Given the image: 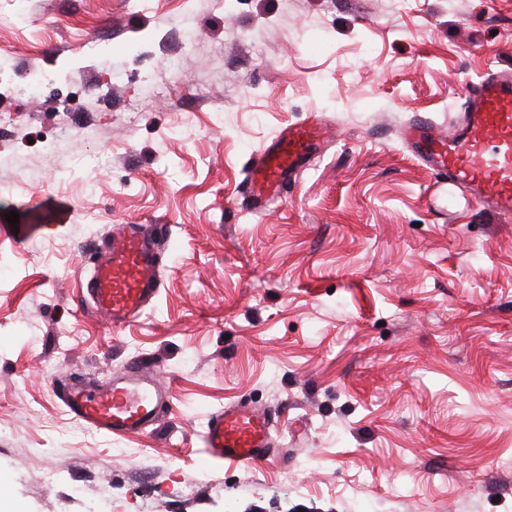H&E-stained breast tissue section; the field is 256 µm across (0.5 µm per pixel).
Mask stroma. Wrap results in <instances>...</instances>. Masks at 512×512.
Here are the masks:
<instances>
[{
  "label": "stroma",
  "mask_w": 512,
  "mask_h": 512,
  "mask_svg": "<svg viewBox=\"0 0 512 512\" xmlns=\"http://www.w3.org/2000/svg\"><path fill=\"white\" fill-rule=\"evenodd\" d=\"M104 40L102 53L85 45ZM179 57L178 71L166 67ZM77 70L74 97L0 82V490L19 512H512V214L403 144L512 67V0H0V67ZM335 139L255 211L258 149ZM110 167L72 170L74 153ZM165 224L152 307L78 310L111 224ZM161 423L78 425L59 381L127 365ZM274 415V459L208 462V416Z\"/></svg>",
  "instance_id": "obj_1"
}]
</instances>
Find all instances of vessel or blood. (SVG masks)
<instances>
[{
    "label": "vessel or blood",
    "mask_w": 512,
    "mask_h": 512,
    "mask_svg": "<svg viewBox=\"0 0 512 512\" xmlns=\"http://www.w3.org/2000/svg\"><path fill=\"white\" fill-rule=\"evenodd\" d=\"M333 136L318 122L285 128L275 143L258 150L250 176L257 206H264L288 176L309 156L318 154ZM402 138L412 154L438 181L461 188L499 212L512 211V69L490 70L471 86L462 112L448 132L424 123L407 127ZM167 225L120 224L112 244L97 258L84 285L111 327L138 317L156 297L159 254L156 238ZM77 420L115 436L137 435L156 422L170 393L156 376L129 370L98 389L71 387L62 397ZM272 419L246 404L213 413L202 434L210 461L247 465L270 456Z\"/></svg>",
    "instance_id": "b4317fda"
}]
</instances>
